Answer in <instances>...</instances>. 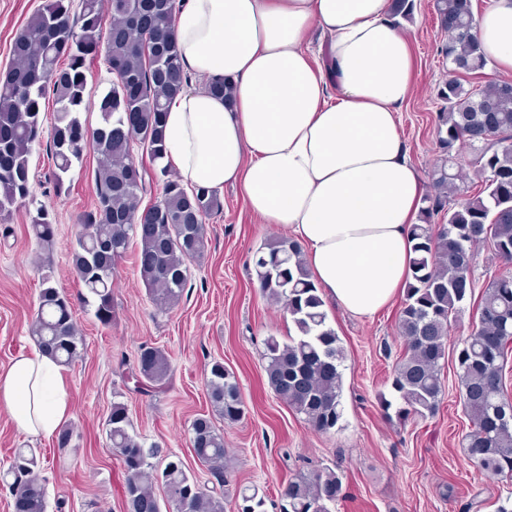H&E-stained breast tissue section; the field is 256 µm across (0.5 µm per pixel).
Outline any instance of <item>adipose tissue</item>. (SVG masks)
<instances>
[{"label":"adipose tissue","mask_w":512,"mask_h":512,"mask_svg":"<svg viewBox=\"0 0 512 512\" xmlns=\"http://www.w3.org/2000/svg\"><path fill=\"white\" fill-rule=\"evenodd\" d=\"M474 26L490 63L512 72V0H492ZM174 35L184 71L225 80L233 97H175L165 163L192 188L239 187L250 213L289 228L342 309L390 305L411 278L423 198L398 127L415 57L393 0H186ZM0 402L18 429L52 438L69 410L60 365L38 349L16 358Z\"/></svg>","instance_id":"obj_1"}]
</instances>
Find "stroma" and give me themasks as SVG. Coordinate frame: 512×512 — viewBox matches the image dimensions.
<instances>
[{"instance_id": "obj_1", "label": "stroma", "mask_w": 512, "mask_h": 512, "mask_svg": "<svg viewBox=\"0 0 512 512\" xmlns=\"http://www.w3.org/2000/svg\"><path fill=\"white\" fill-rule=\"evenodd\" d=\"M45 0H0V71L11 62V45L29 17ZM410 34L415 42L417 79L399 114L408 155L422 175L440 157L435 121L439 88L448 78L440 47L446 41L433 0H415ZM51 158L45 143L32 147V191L57 225L56 244L45 252L29 229L28 207L16 205L0 223V373L30 353L44 267L70 302L83 340L81 356L64 367L71 409L72 449L19 430L0 404V512H13L4 475L13 452L35 449L38 475L47 491V512H126L124 471L106 434L113 402L127 404L132 427L146 442L171 449L200 483L209 474L193 455L190 426L210 413L205 380L212 360H223L238 380L247 409L236 424L214 423L227 450V508L235 512L236 490L257 491L265 512H280L288 481L301 473L335 470L342 491L330 512H497L512 498V481L492 479L472 466L460 441L470 429L459 398L455 350L477 322L476 296L489 281L507 272L490 245L475 247L472 260L474 299L462 303L450 319L448 349L442 362L443 395L436 413L402 421L387 417L380 398L391 395V373L403 350L398 307L371 316L351 314L327 304L328 322L344 347L343 416L335 429L312 431L301 415L268 386L264 341L287 340L284 303L270 300L258 286L252 257L269 241L290 238L283 225L249 215L237 188L220 192L223 209L206 220L208 249L189 261V282L174 306L157 305L149 296L129 247L112 276L116 317L102 325L95 302L73 271L71 251L81 216L94 210L97 160L87 154L66 178L62 190L48 180ZM149 343L168 356L172 372L162 388L147 394L128 391L125 377L139 348Z\"/></svg>"}]
</instances>
